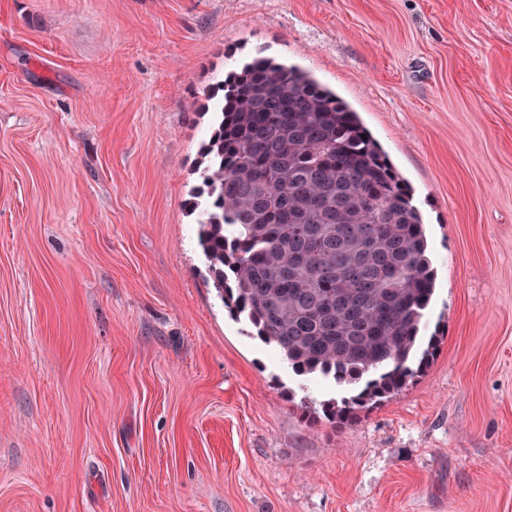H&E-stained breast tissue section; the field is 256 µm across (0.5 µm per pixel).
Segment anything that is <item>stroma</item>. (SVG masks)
Listing matches in <instances>:
<instances>
[{
  "mask_svg": "<svg viewBox=\"0 0 512 512\" xmlns=\"http://www.w3.org/2000/svg\"><path fill=\"white\" fill-rule=\"evenodd\" d=\"M258 53L358 112L436 271L434 361L343 428L184 207ZM0 512H512V0H0Z\"/></svg>",
  "mask_w": 512,
  "mask_h": 512,
  "instance_id": "35a3bbf8",
  "label": "stroma"
}]
</instances>
